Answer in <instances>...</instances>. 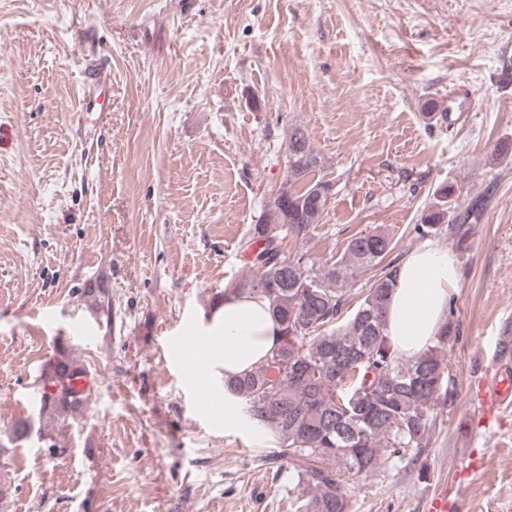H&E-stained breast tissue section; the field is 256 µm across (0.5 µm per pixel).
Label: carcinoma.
Returning <instances> with one entry per match:
<instances>
[{
	"label": "carcinoma",
	"instance_id": "obj_1",
	"mask_svg": "<svg viewBox=\"0 0 512 512\" xmlns=\"http://www.w3.org/2000/svg\"><path fill=\"white\" fill-rule=\"evenodd\" d=\"M288 177L242 247L253 254L254 271L216 296L249 293L267 300L279 322L280 339L266 359L243 375L224 380V395L246 419L283 448L296 464L297 512H351L344 472L379 469L391 457L421 447L439 404L454 401L446 376L445 351L458 330L445 322L433 344L403 358L385 331L384 313L395 288L393 236L374 228L351 236L342 256L318 265L305 251L287 256L283 241H306L326 215L317 189L332 183L299 127L288 131ZM452 190H437V207L414 226L428 237L445 219L457 251L470 245L480 200L449 216ZM381 266L359 305L350 310L349 286L359 274ZM82 296L109 315L106 288H84ZM87 378L81 365L63 354L43 369L39 415L65 422L92 395L78 389ZM48 387L57 388L50 395Z\"/></svg>",
	"mask_w": 512,
	"mask_h": 512
}]
</instances>
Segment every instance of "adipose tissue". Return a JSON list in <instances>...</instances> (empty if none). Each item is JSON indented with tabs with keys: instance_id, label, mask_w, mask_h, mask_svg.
<instances>
[{
	"instance_id": "ef3b65f1",
	"label": "adipose tissue",
	"mask_w": 512,
	"mask_h": 512,
	"mask_svg": "<svg viewBox=\"0 0 512 512\" xmlns=\"http://www.w3.org/2000/svg\"><path fill=\"white\" fill-rule=\"evenodd\" d=\"M396 282L386 307V334L401 355L413 357L431 344L444 322L457 268L447 252L425 244L399 263ZM201 332L209 340L207 353L228 377L259 364L278 340L267 302L248 294L226 297Z\"/></svg>"
}]
</instances>
